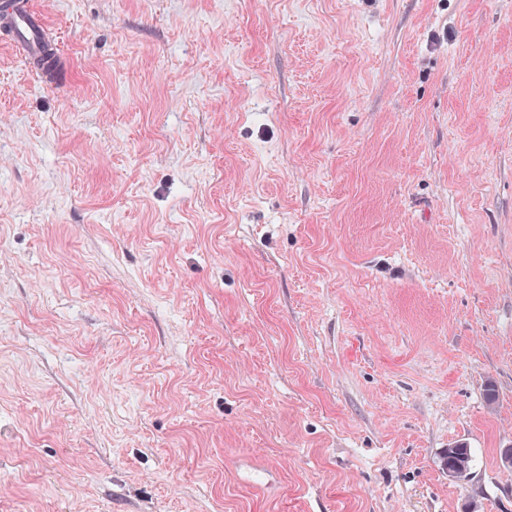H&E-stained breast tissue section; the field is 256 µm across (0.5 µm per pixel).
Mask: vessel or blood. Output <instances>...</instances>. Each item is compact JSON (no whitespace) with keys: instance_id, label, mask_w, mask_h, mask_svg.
I'll list each match as a JSON object with an SVG mask.
<instances>
[{"instance_id":"1","label":"vessel or blood","mask_w":512,"mask_h":512,"mask_svg":"<svg viewBox=\"0 0 512 512\" xmlns=\"http://www.w3.org/2000/svg\"><path fill=\"white\" fill-rule=\"evenodd\" d=\"M0 30L6 31L25 51L30 69L45 81H52L62 60L57 43L31 0H0Z\"/></svg>"}]
</instances>
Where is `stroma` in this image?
Wrapping results in <instances>:
<instances>
[{
    "instance_id": "obj_1",
    "label": "stroma",
    "mask_w": 512,
    "mask_h": 512,
    "mask_svg": "<svg viewBox=\"0 0 512 512\" xmlns=\"http://www.w3.org/2000/svg\"><path fill=\"white\" fill-rule=\"evenodd\" d=\"M35 2L0 512H512V0ZM471 455L466 443L455 442L448 445V450L441 454V467L443 470L464 474L458 480H464L471 469Z\"/></svg>"
}]
</instances>
